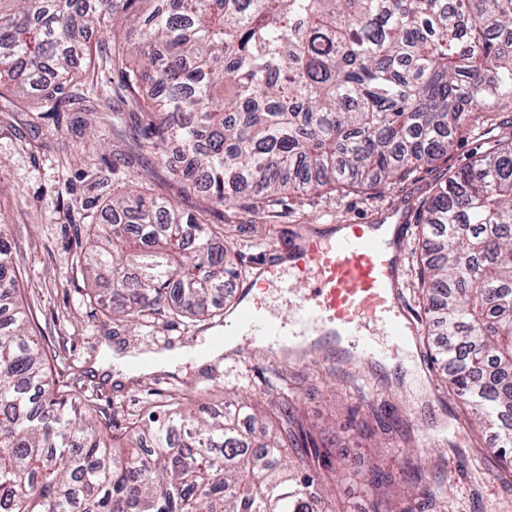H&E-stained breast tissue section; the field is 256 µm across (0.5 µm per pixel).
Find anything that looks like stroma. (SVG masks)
Wrapping results in <instances>:
<instances>
[{
    "instance_id": "obj_1",
    "label": "stroma",
    "mask_w": 512,
    "mask_h": 512,
    "mask_svg": "<svg viewBox=\"0 0 512 512\" xmlns=\"http://www.w3.org/2000/svg\"><path fill=\"white\" fill-rule=\"evenodd\" d=\"M120 107L118 100L90 95L69 111L41 112L0 97V223L14 248L20 304L48 353L52 378L67 384L83 406L106 415L118 432L132 418L164 405L172 391L218 410L225 393L261 395L283 373L294 389L300 420L342 470L336 496L349 512H369L365 481L375 468L392 472L420 512H512V472L492 452L493 428L474 431L464 424L462 404L449 395L429 357L419 373L411 374L379 360L360 361L352 348L339 347L336 337L319 336L317 356L300 361L256 350L128 377L116 358L132 350L162 353L193 344L217 334L219 327L158 315L130 336L124 324L106 317L94 299V285L75 266L88 226L100 221L117 185L145 183L179 209L205 213L210 224L223 228L226 242L250 271L300 236L328 234L352 221L382 224L403 217L411 226L404 295L417 331H426L417 276L424 241L418 212L449 170L512 135V109L499 110L491 127L461 132L448 159L375 192L292 198L273 216L257 220L245 201L213 207L202 195L183 191L182 154L172 148L159 160L137 118L114 123ZM407 459L422 462L426 483H416L403 468ZM441 482L454 488L448 498L436 495Z\"/></svg>"
}]
</instances>
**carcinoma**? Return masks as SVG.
<instances>
[{
    "instance_id": "1",
    "label": "carcinoma",
    "mask_w": 512,
    "mask_h": 512,
    "mask_svg": "<svg viewBox=\"0 0 512 512\" xmlns=\"http://www.w3.org/2000/svg\"><path fill=\"white\" fill-rule=\"evenodd\" d=\"M126 28L112 48L124 103L151 148L178 144L212 203L247 188L258 217L290 196L363 192L446 155L457 134L512 103V0H0V87L59 112L88 69L83 33ZM154 89L144 98L140 78ZM79 263L112 289L114 321L221 315L240 275L205 215L119 187ZM418 280L447 382L493 419L512 470V138L453 171L425 203ZM0 227V507L5 512H320L338 474L306 448L292 389L265 413L183 393L119 437L68 402L18 302ZM294 448L305 467L285 462ZM395 476L369 484L385 512Z\"/></svg>"
}]
</instances>
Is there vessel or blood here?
Returning a JSON list of instances; mask_svg holds the SVG:
<instances>
[{
    "label": "vessel or blood",
    "instance_id": "obj_1",
    "mask_svg": "<svg viewBox=\"0 0 512 512\" xmlns=\"http://www.w3.org/2000/svg\"><path fill=\"white\" fill-rule=\"evenodd\" d=\"M408 226L396 225L391 236L379 233L373 224H347L341 236L307 237L289 242V265L263 261L247 286H234L236 296L246 289L265 290L284 285L285 275L312 280L313 301L300 307L290 320L252 306L233 307V322L224 329V339L261 340L267 352H292L300 338L325 336L340 329L354 337L360 358L382 359L386 350L366 335L369 322L382 321L383 334L392 344L407 341L415 333L404 299L403 257Z\"/></svg>",
    "mask_w": 512,
    "mask_h": 512
}]
</instances>
